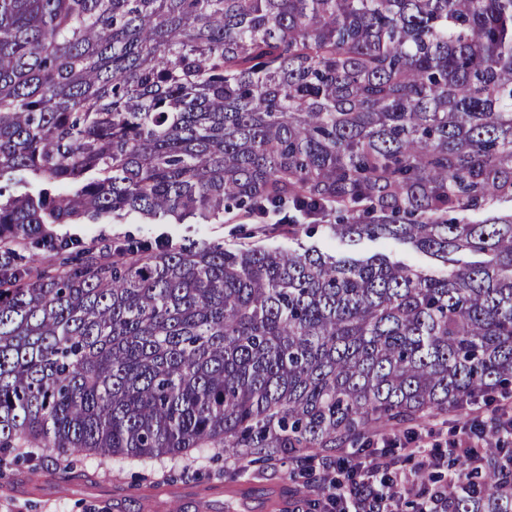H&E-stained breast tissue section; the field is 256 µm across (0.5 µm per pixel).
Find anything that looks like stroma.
Masks as SVG:
<instances>
[{
  "label": "stroma",
  "instance_id": "35a3bbf8",
  "mask_svg": "<svg viewBox=\"0 0 512 512\" xmlns=\"http://www.w3.org/2000/svg\"><path fill=\"white\" fill-rule=\"evenodd\" d=\"M62 238L107 245L128 236L162 240L171 245L219 242L232 248L247 242L246 224L192 220L150 221L135 212L102 224H56ZM261 245L280 250L313 248L330 255L366 258L383 254L427 269H439L433 258L409 245L382 239L340 240L327 232L296 238L284 231L266 233ZM467 422L459 413H432L421 420L393 428L397 437L416 436L446 454V440L455 438ZM295 499L301 512L318 501V512H334L328 500H316L312 478L291 456L280 453L264 464L215 448H197L179 457L103 458L93 454L58 456L30 450L21 466L0 472V512H168L170 494H177L179 512H279L272 507L273 491Z\"/></svg>",
  "mask_w": 512,
  "mask_h": 512
}]
</instances>
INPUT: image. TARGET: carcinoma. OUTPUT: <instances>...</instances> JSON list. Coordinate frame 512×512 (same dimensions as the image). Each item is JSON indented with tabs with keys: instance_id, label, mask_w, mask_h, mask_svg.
I'll return each instance as SVG.
<instances>
[{
	"instance_id": "cac0c4a2",
	"label": "carcinoma",
	"mask_w": 512,
	"mask_h": 512,
	"mask_svg": "<svg viewBox=\"0 0 512 512\" xmlns=\"http://www.w3.org/2000/svg\"><path fill=\"white\" fill-rule=\"evenodd\" d=\"M499 200L512 0H0V449L304 464L505 391L512 214L448 217ZM130 211L335 215L452 268L134 240L18 263ZM459 475L416 512H512V454Z\"/></svg>"
}]
</instances>
